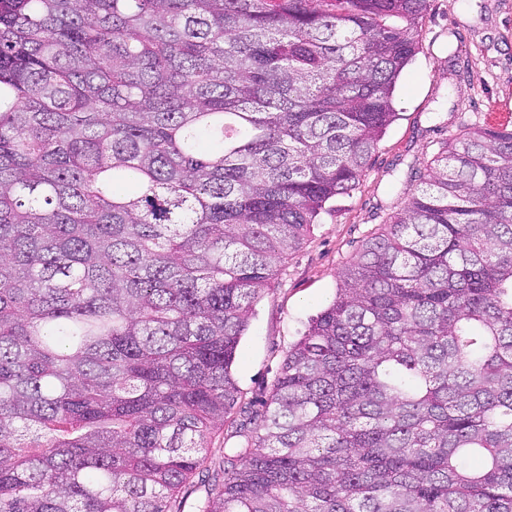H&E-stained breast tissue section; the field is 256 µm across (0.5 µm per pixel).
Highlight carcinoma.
<instances>
[{"label": "carcinoma", "mask_w": 512, "mask_h": 512, "mask_svg": "<svg viewBox=\"0 0 512 512\" xmlns=\"http://www.w3.org/2000/svg\"><path fill=\"white\" fill-rule=\"evenodd\" d=\"M429 6L0 0V512H183ZM409 178L197 512H512V128Z\"/></svg>", "instance_id": "cac0c4a2"}]
</instances>
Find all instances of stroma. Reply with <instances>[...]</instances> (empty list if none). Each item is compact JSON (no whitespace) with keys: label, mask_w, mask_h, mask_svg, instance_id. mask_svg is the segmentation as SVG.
Instances as JSON below:
<instances>
[{"label":"stroma","mask_w":512,"mask_h":512,"mask_svg":"<svg viewBox=\"0 0 512 512\" xmlns=\"http://www.w3.org/2000/svg\"><path fill=\"white\" fill-rule=\"evenodd\" d=\"M397 119L350 195L326 206L258 301L236 366L235 407L209 454L240 447L235 431L272 392L289 347L334 298L336 274L407 200L410 163L426 164L465 128L512 125V0H431L420 50L396 87Z\"/></svg>","instance_id":"stroma-1"}]
</instances>
